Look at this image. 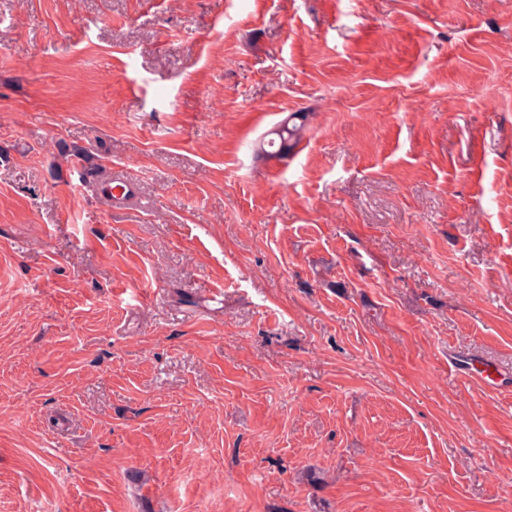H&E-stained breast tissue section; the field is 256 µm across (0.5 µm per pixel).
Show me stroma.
Listing matches in <instances>:
<instances>
[{"mask_svg": "<svg viewBox=\"0 0 512 512\" xmlns=\"http://www.w3.org/2000/svg\"><path fill=\"white\" fill-rule=\"evenodd\" d=\"M0 512H512V0H0ZM305 114L303 112H295L292 114L289 122L285 121L277 129L273 130L268 135H274L276 138H271L268 141L270 148L276 147L274 151L268 152L270 156H288L298 143L301 131L304 128ZM295 120H299L297 124ZM99 191L110 195L116 205H124L136 198V181L132 178H107L101 181Z\"/></svg>", "mask_w": 512, "mask_h": 512, "instance_id": "1", "label": "stroma"}]
</instances>
